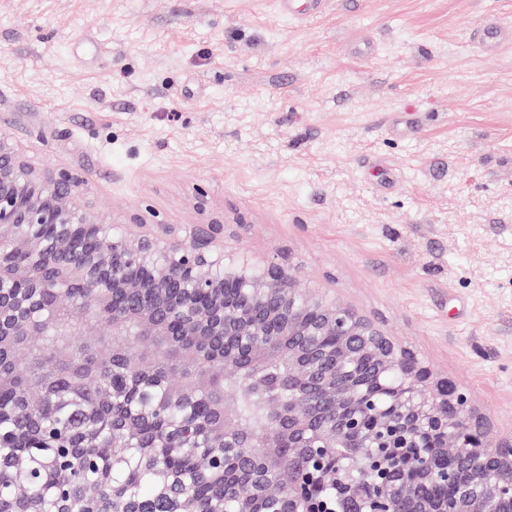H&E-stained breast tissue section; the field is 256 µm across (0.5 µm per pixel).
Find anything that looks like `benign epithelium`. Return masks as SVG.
<instances>
[{"instance_id":"benign-epithelium-1","label":"benign epithelium","mask_w":512,"mask_h":512,"mask_svg":"<svg viewBox=\"0 0 512 512\" xmlns=\"http://www.w3.org/2000/svg\"><path fill=\"white\" fill-rule=\"evenodd\" d=\"M216 221L191 228L162 224L138 235L116 233L81 197L80 180L65 171L33 168L0 137V362L17 365L36 346L37 331L58 316L90 313L91 328L113 337L98 350L95 376L127 365L142 380L152 362L132 353L127 335L189 346L224 376L242 375L258 394L276 392L270 425L242 423L235 406L213 400L179 429L145 436L155 413L115 411L111 391L91 389L81 435L49 431L48 394L69 385L51 378L24 389L10 409L15 423L0 453V471L19 472V448L52 442L67 449L56 462L65 491L55 512H146L128 487L112 482L108 465L94 481H74L81 448L112 457L119 441H134L149 467L201 434L211 467L236 468L235 512H333L325 492L348 494L345 512H505L512 506V436L491 442L474 417L469 394L438 378L409 347L355 308L303 286L289 263L257 264L225 250ZM87 241L94 247L86 249ZM182 404L195 382L169 383ZM112 428V439L101 431ZM162 499L168 512H226L217 490L200 511L185 482L171 474ZM0 512H42L17 486Z\"/></svg>"}]
</instances>
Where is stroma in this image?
<instances>
[{
    "label": "stroma",
    "mask_w": 512,
    "mask_h": 512,
    "mask_svg": "<svg viewBox=\"0 0 512 512\" xmlns=\"http://www.w3.org/2000/svg\"><path fill=\"white\" fill-rule=\"evenodd\" d=\"M512 0H0V136L104 223L224 219L512 436ZM475 39L482 51L493 53L512 40V30L495 18H488L477 28Z\"/></svg>",
    "instance_id": "obj_1"
}]
</instances>
